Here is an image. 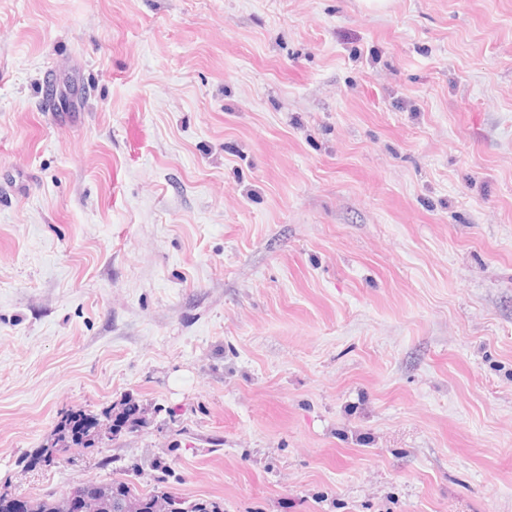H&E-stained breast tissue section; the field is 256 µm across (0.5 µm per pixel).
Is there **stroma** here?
<instances>
[{"instance_id":"stroma-1","label":"stroma","mask_w":512,"mask_h":512,"mask_svg":"<svg viewBox=\"0 0 512 512\" xmlns=\"http://www.w3.org/2000/svg\"><path fill=\"white\" fill-rule=\"evenodd\" d=\"M90 479L512 512V0H0V494Z\"/></svg>"}]
</instances>
